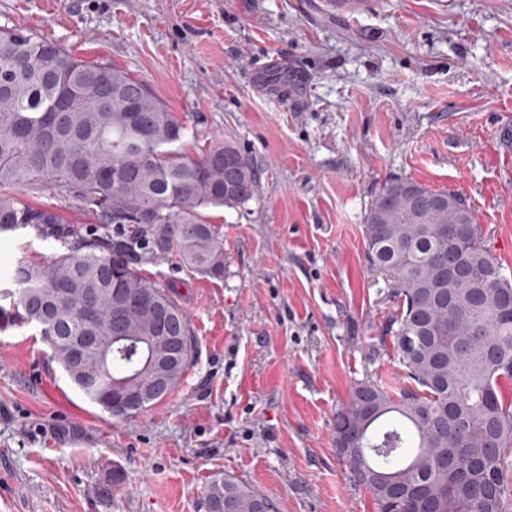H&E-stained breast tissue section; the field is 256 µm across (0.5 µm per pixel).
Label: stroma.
<instances>
[{
  "mask_svg": "<svg viewBox=\"0 0 512 512\" xmlns=\"http://www.w3.org/2000/svg\"><path fill=\"white\" fill-rule=\"evenodd\" d=\"M4 25L146 81L258 183L209 211L223 278L150 266L180 283L197 353L136 418L81 395L33 327L0 332V512H205L217 474L277 512H376L334 442L356 384L400 373L365 213L391 178L458 193L512 278V0H0ZM59 249L0 232V285Z\"/></svg>",
  "mask_w": 512,
  "mask_h": 512,
  "instance_id": "1",
  "label": "stroma"
}]
</instances>
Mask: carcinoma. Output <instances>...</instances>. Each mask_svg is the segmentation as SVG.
Instances as JSON below:
<instances>
[{
    "instance_id": "carcinoma-1",
    "label": "carcinoma",
    "mask_w": 512,
    "mask_h": 512,
    "mask_svg": "<svg viewBox=\"0 0 512 512\" xmlns=\"http://www.w3.org/2000/svg\"><path fill=\"white\" fill-rule=\"evenodd\" d=\"M199 131L169 111L143 80L115 64L78 58L23 27L0 28V231L31 229L62 251L18 266L0 293V331L33 326L69 381L116 419L106 395L112 378L143 364L131 343L103 356L97 377L71 340L91 331L112 336L109 294L97 314L81 313L80 288H105L163 309L171 335L183 338V364L161 402L183 382L196 341L177 285L145 266L177 254L194 273L224 277V242L203 210L239 208L255 195L258 173L229 136L185 151ZM50 193L97 217L74 224L49 204L24 202L22 188ZM456 224L470 274L442 275L454 248L441 227ZM365 255L400 286L387 325L403 386L364 382L336 413L335 443L351 477L376 512H508L512 496V281L486 244L460 195L412 178H393L367 210ZM355 429L360 440L352 442ZM451 457L444 470L440 461ZM276 512L251 485L215 476L206 512Z\"/></svg>"
}]
</instances>
